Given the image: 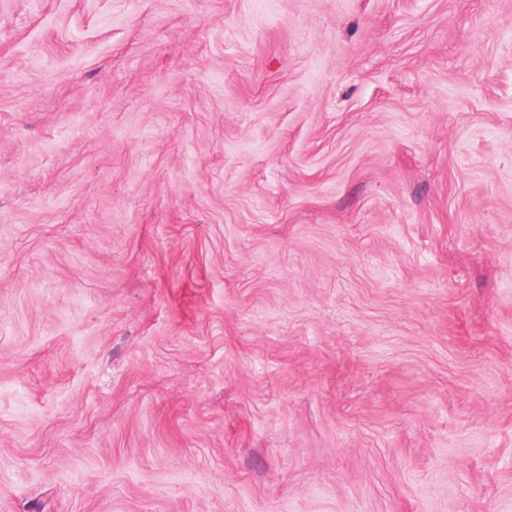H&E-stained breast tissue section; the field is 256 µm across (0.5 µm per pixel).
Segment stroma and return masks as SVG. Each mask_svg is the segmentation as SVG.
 <instances>
[{
    "mask_svg": "<svg viewBox=\"0 0 512 512\" xmlns=\"http://www.w3.org/2000/svg\"><path fill=\"white\" fill-rule=\"evenodd\" d=\"M0 512H512V0H0Z\"/></svg>",
    "mask_w": 512,
    "mask_h": 512,
    "instance_id": "35a3bbf8",
    "label": "stroma"
}]
</instances>
